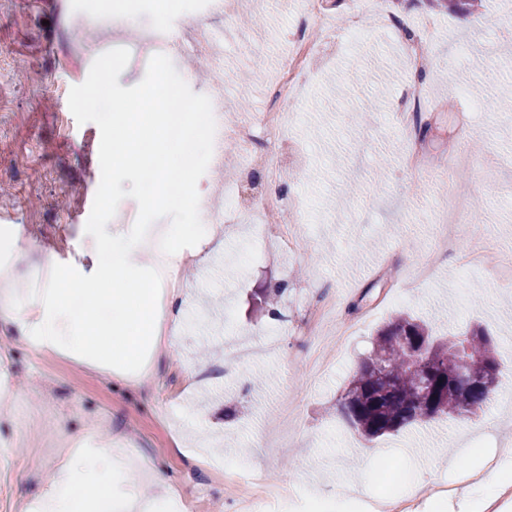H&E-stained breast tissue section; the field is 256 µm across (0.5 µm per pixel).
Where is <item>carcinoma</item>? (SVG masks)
Instances as JSON below:
<instances>
[{
  "label": "carcinoma",
  "instance_id": "1",
  "mask_svg": "<svg viewBox=\"0 0 512 512\" xmlns=\"http://www.w3.org/2000/svg\"><path fill=\"white\" fill-rule=\"evenodd\" d=\"M467 350L468 376L478 379L498 367L490 336L475 327L452 340L431 335L427 326L397 316L378 330L371 353L361 360L339 402L341 413L365 439L396 434L433 419L479 416L493 392L458 381L456 343Z\"/></svg>",
  "mask_w": 512,
  "mask_h": 512
}]
</instances>
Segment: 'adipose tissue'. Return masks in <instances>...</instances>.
<instances>
[{
  "label": "adipose tissue",
  "mask_w": 512,
  "mask_h": 512,
  "mask_svg": "<svg viewBox=\"0 0 512 512\" xmlns=\"http://www.w3.org/2000/svg\"><path fill=\"white\" fill-rule=\"evenodd\" d=\"M222 234L219 225L202 224L194 230L187 224H174L162 232L157 243L149 245L133 225L114 228L101 241L106 260L98 275L102 287L94 298L95 306L112 307L111 332L88 330L92 313L72 309L64 288L46 289L37 299L6 288L0 290V308L13 322L35 334L41 346L66 349L89 362L95 361L109 342L123 353L137 355L162 340L152 289L132 285L142 255L152 253L154 264L165 271L185 260L180 238L210 240ZM34 308L39 315L32 320L28 314ZM467 454L476 459L475 470L481 473V482L437 501L439 512H481L491 493L512 479V450L499 449L498 462L490 469L479 461V449H468ZM136 471L134 460L122 449H73L67 464L58 470L51 490L41 499L40 512H172L177 498L169 495L161 502L143 497L133 480Z\"/></svg>",
  "instance_id": "obj_1"
}]
</instances>
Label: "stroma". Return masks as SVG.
Here are the masks:
<instances>
[{
  "instance_id": "obj_1",
  "label": "stroma",
  "mask_w": 512,
  "mask_h": 512,
  "mask_svg": "<svg viewBox=\"0 0 512 512\" xmlns=\"http://www.w3.org/2000/svg\"><path fill=\"white\" fill-rule=\"evenodd\" d=\"M188 0V15L171 14L169 0H0V211L14 222L0 228V277L19 293L43 288L37 275L45 254L89 274L97 267L95 242L84 224H68L86 193L100 183L101 133L78 124L68 107L72 86L83 83L94 59L124 47L130 60L118 78L128 88L142 81L154 52L148 41L163 33L159 52L198 94L214 102L216 124L232 126L264 103L263 88L288 45V32L306 19L314 43L326 26L302 17L297 0ZM398 0L363 16L358 36L336 28V47L322 53L300 96L286 108V135L270 149H299L303 172L278 188L287 206L267 211L270 184L244 168L234 142L224 144L221 167H208L197 190L222 225L221 246L182 269L181 317L173 348L153 355L150 373L132 385L88 367L69 353L39 348L0 319V512H23L49 488L72 440L91 446L119 443L136 461L166 473L182 503L200 500L201 512H242L231 487L258 476L275 479L283 495L257 512H310L314 499L339 494L366 500L382 487L356 464L365 440L336 411L376 332L404 313L432 335L448 338L473 325L492 336L500 365L501 411L492 441L512 438V287L496 282L491 266L470 268L465 244L442 257L425 287L409 276L412 255H424L438 219L429 203L447 196L444 168L459 125L473 127L472 161L458 172L468 190L467 220L484 227L489 252L512 249V111L498 110L495 89L512 85V0H474L470 26L446 7L413 0L406 26L439 23L414 50L439 61L427 80L432 111L427 131L391 121L409 87L401 41L393 31ZM204 22L213 47L200 44L187 19ZM429 167L413 171L402 158L411 145ZM238 184L244 207L225 213L224 195ZM303 212L296 225L300 254L270 240L240 259L242 244L260 224H285L288 205ZM27 251L14 261L16 247ZM327 292L337 303L322 334L305 335L308 302ZM361 329L339 364L319 375L309 356L329 357L338 322ZM441 418L374 440L409 491L414 469L448 481L471 461L463 450L475 429L459 430Z\"/></svg>"
}]
</instances>
